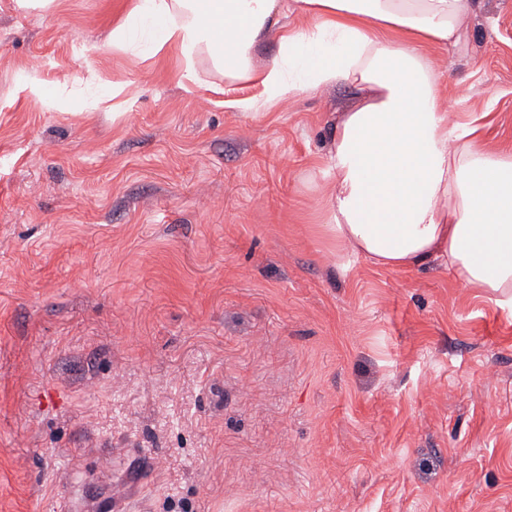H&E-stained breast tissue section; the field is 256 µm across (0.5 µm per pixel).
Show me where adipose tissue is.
I'll return each mask as SVG.
<instances>
[{
    "mask_svg": "<svg viewBox=\"0 0 512 512\" xmlns=\"http://www.w3.org/2000/svg\"><path fill=\"white\" fill-rule=\"evenodd\" d=\"M473 9L474 0H129L112 43L146 31L188 60L208 51L225 78L261 86L262 96L229 100L243 112L353 86L329 153L324 229L339 254L388 270L438 264L512 312V149L484 150L479 126L450 121L425 53L462 45ZM288 15L314 25L288 31ZM273 29L278 53L255 65Z\"/></svg>",
    "mask_w": 512,
    "mask_h": 512,
    "instance_id": "ef3b65f1",
    "label": "adipose tissue"
}]
</instances>
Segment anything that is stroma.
<instances>
[{"label":"stroma","mask_w":512,"mask_h":512,"mask_svg":"<svg viewBox=\"0 0 512 512\" xmlns=\"http://www.w3.org/2000/svg\"><path fill=\"white\" fill-rule=\"evenodd\" d=\"M119 2L0 0V512H512V313L323 228L354 89L227 107ZM465 27L443 104L512 145V0Z\"/></svg>","instance_id":"1"}]
</instances>
